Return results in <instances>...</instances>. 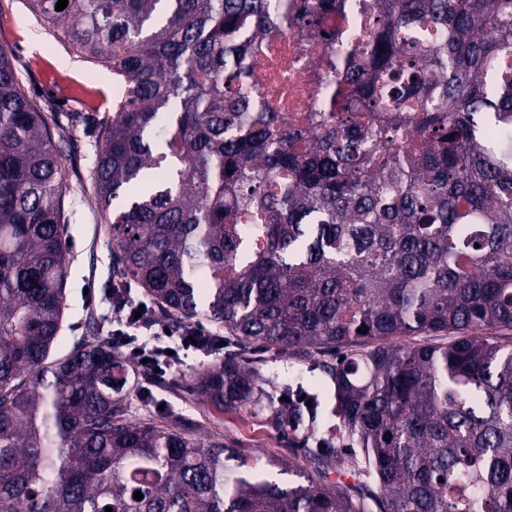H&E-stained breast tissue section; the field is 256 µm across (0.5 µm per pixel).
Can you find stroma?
Instances as JSON below:
<instances>
[{"label": "stroma", "instance_id": "stroma-1", "mask_svg": "<svg viewBox=\"0 0 512 512\" xmlns=\"http://www.w3.org/2000/svg\"><path fill=\"white\" fill-rule=\"evenodd\" d=\"M0 48L6 50L21 87L41 107L50 133L62 149L65 197L62 222L66 226L70 271L65 286L66 309L62 342L53 350L62 355L74 342L103 340L104 307L96 294L106 281L119 280L114 249L106 231L91 181L92 165L104 142L117 103L124 94L122 79L111 68L54 41L49 27L29 10L26 0H0ZM224 347L209 353H190L162 378L140 376L124 400L127 419L145 423H173L201 441L223 437L247 463L271 464L280 482L295 481L296 470L307 468V456L319 446L321 419L306 412L290 419L264 404L223 410L203 401L197 390L201 372L228 359L245 360L258 381L286 379L305 373L310 361L335 363L341 353L324 349L307 356L241 345L210 327Z\"/></svg>", "mask_w": 512, "mask_h": 512}]
</instances>
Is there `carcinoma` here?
<instances>
[{"mask_svg": "<svg viewBox=\"0 0 512 512\" xmlns=\"http://www.w3.org/2000/svg\"><path fill=\"white\" fill-rule=\"evenodd\" d=\"M28 0L125 92L91 179L121 275L170 316L279 351L370 344L324 364L353 465L283 484L125 418L130 362L60 339L69 266L62 150L0 51V512H512V0H362L372 26L311 138L250 89L290 21L346 0ZM446 333L442 345L405 344ZM219 408L278 402L228 360ZM391 436L385 440V436ZM316 472L341 464L334 444ZM143 499H134L135 492Z\"/></svg>", "mask_w": 512, "mask_h": 512, "instance_id": "1", "label": "carcinoma"}]
</instances>
